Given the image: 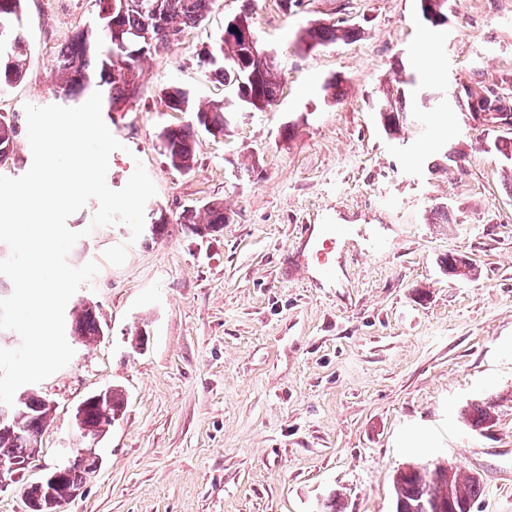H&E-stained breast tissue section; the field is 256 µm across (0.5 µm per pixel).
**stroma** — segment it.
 I'll list each match as a JSON object with an SVG mask.
<instances>
[{"mask_svg":"<svg viewBox=\"0 0 512 512\" xmlns=\"http://www.w3.org/2000/svg\"><path fill=\"white\" fill-rule=\"evenodd\" d=\"M303 2L286 13L256 0L255 34L281 70L278 104L237 109L222 137L197 133L191 171L158 148L164 127L192 119L162 91L232 101L201 54L241 0H216L182 48L142 61L133 107L103 112L121 144L108 186L143 165L157 189L145 216L167 229L148 241L120 223L91 228L94 200L68 219L84 233L69 263L100 271L65 314L92 303L104 334L68 336L71 361L33 384L52 416L0 512H26L24 483L67 460L76 406L109 386L125 395L123 416L67 512H319L334 492L344 512H393L395 473L432 461L481 477L474 512H512V184L493 135L451 97L434 98L468 86L512 100V0H448L438 27L417 0ZM98 11L95 0H25L32 54L0 96L17 128L0 175L29 170L25 107L59 103L53 61ZM338 21L359 36L297 50L304 28ZM408 74L418 85L386 132L375 107ZM210 201L228 222L188 233L181 213ZM304 224L355 226L336 287L290 266ZM120 244L125 263L104 262ZM451 254L473 274H448L440 260ZM477 400L495 421L475 430L462 412Z\"/></svg>","mask_w":512,"mask_h":512,"instance_id":"1","label":"stroma"}]
</instances>
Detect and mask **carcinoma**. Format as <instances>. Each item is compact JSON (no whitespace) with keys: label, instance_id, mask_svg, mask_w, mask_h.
I'll return each mask as SVG.
<instances>
[{"label":"carcinoma","instance_id":"cac0c4a2","mask_svg":"<svg viewBox=\"0 0 512 512\" xmlns=\"http://www.w3.org/2000/svg\"><path fill=\"white\" fill-rule=\"evenodd\" d=\"M24 0H0V38L9 41L7 53L0 54V93L14 87L22 77L30 56V44L22 24ZM99 6V25L75 34L68 47L56 58L59 74V93L65 100H73L92 83L108 87L109 110L120 111V106L130 104L139 93V33H150L148 51L169 49L183 44L185 32L201 24L214 6L215 0H96ZM422 18L434 26L444 23L438 15H446L448 0H418ZM356 29L343 23L327 26H312L302 32L297 48L309 52L319 46L337 40L352 39ZM217 59L215 72L224 86L234 90L239 104L249 110L262 111L275 103L281 89L280 69L262 52H251L239 41L226 40L219 36L211 48ZM167 106L175 112H191L194 121L182 126L165 127L158 134L162 155L170 167L188 171L194 165V135L199 128L213 137L224 135L230 121V112L223 104H215L209 110L195 107L188 91L167 88L163 91ZM403 96L387 102L379 109L383 125L388 131L397 128L400 113L397 104ZM486 104L499 114V119L512 125V104L507 105L501 97L491 93ZM16 127L0 120V163L12 151ZM206 222L198 221V213L186 210L181 223L190 232L202 236L228 221L224 205L210 202L204 207ZM73 335L93 340L103 333L98 310L85 307L71 322ZM125 396L122 390L112 389L102 402L91 404L84 413V425L89 429L107 433L113 420L108 412L122 411ZM27 409L30 414L19 416L17 427L20 434L0 432V459L20 458L35 460L40 453L41 437L52 407L43 397L27 394ZM492 405L474 402L464 410L463 419L472 428H481L489 419ZM98 468L96 458L84 461L70 476L54 489L55 495L65 498L71 489L83 485L85 476ZM395 502L404 506L403 512H417V505L425 500L437 503L448 499L455 504H476L484 495L485 488L480 478L464 474L455 468L433 463L419 466L408 477L393 482Z\"/></svg>","mask_w":512,"mask_h":512}]
</instances>
